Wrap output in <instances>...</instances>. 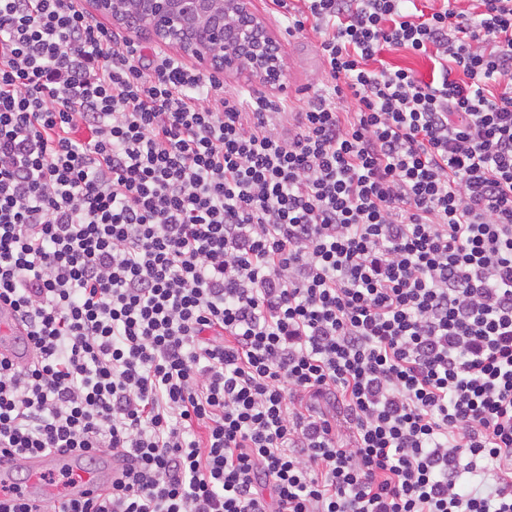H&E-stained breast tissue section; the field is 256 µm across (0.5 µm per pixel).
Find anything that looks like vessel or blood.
Instances as JSON below:
<instances>
[{
  "instance_id": "vessel-or-blood-1",
  "label": "vessel or blood",
  "mask_w": 512,
  "mask_h": 512,
  "mask_svg": "<svg viewBox=\"0 0 512 512\" xmlns=\"http://www.w3.org/2000/svg\"><path fill=\"white\" fill-rule=\"evenodd\" d=\"M23 329L13 320L11 314L0 312V357L20 363L28 362L30 352L23 348ZM59 468L69 469L71 482L65 488L67 498L80 499L94 496L106 487L112 476L111 464L102 469L89 470L81 465L78 455L69 454H14L0 459V479L8 480L17 470L28 472L30 484L25 489V498L30 506H38L43 497L56 494L53 486L43 485L40 476L44 471Z\"/></svg>"
}]
</instances>
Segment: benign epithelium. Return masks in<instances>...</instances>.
Instances as JSON below:
<instances>
[{"label": "benign epithelium", "mask_w": 512, "mask_h": 512, "mask_svg": "<svg viewBox=\"0 0 512 512\" xmlns=\"http://www.w3.org/2000/svg\"><path fill=\"white\" fill-rule=\"evenodd\" d=\"M92 5L135 38L175 48L203 71L283 85L282 46L251 0H92Z\"/></svg>", "instance_id": "7a95c632"}]
</instances>
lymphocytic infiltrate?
<instances>
[{
  "label": "lymphocytic infiltrate",
  "mask_w": 512,
  "mask_h": 512,
  "mask_svg": "<svg viewBox=\"0 0 512 512\" xmlns=\"http://www.w3.org/2000/svg\"><path fill=\"white\" fill-rule=\"evenodd\" d=\"M79 2L0 0V456L119 463L39 512H512V0H273L286 133ZM379 59L393 69L403 68L412 70L419 78L428 80L433 69V61L423 55L408 52L383 50ZM8 307L2 305L0 312V353L2 358L26 363L30 359V351L21 347L24 342L22 327L13 320Z\"/></svg>",
  "instance_id": "f902f5d3"
}]
</instances>
